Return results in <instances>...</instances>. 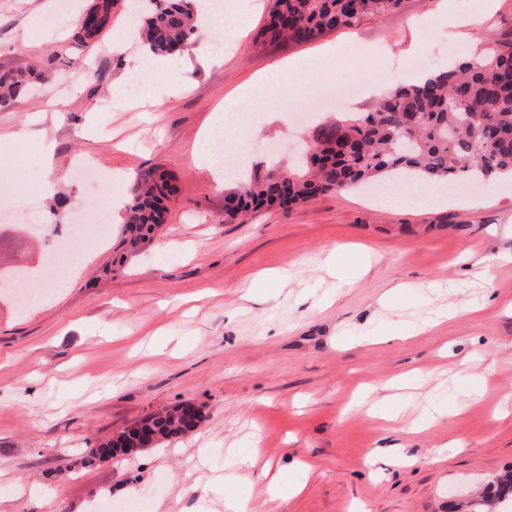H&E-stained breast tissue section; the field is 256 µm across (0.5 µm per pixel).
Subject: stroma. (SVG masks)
Segmentation results:
<instances>
[{
    "mask_svg": "<svg viewBox=\"0 0 512 512\" xmlns=\"http://www.w3.org/2000/svg\"><path fill=\"white\" fill-rule=\"evenodd\" d=\"M96 0H0V68L36 66L52 81L0 109V127L23 139L0 145V268L47 262L48 224L81 225L78 205L152 168L177 188L165 224L136 251L123 242L125 213L111 210L79 247L73 283L18 311L0 293V512H95L143 497L155 512H450L512 470V259L489 273L462 263L512 256V180L481 183L444 203L382 208L355 190L318 196L244 224L224 221L223 188L193 163L226 96L270 64L358 45L392 86L472 56L487 34L512 29V0L465 38L449 16L478 14L482 0H402L394 16H366L302 44L260 42L270 0L230 53L205 48L196 32L154 75L159 113L119 97L116 84L145 50H112L103 31L83 46L78 16ZM285 112L278 99L246 107L255 167L287 166L316 123L337 109L309 102ZM53 143L51 159L43 146ZM95 159L108 179L70 173ZM52 183L39 220L27 215L26 185ZM67 201L49 212L51 196ZM376 260L362 266V248ZM490 380L480 390L477 374ZM463 412H455L458 402ZM182 402L205 410L195 431L83 467L91 448ZM460 442L457 450L449 442ZM394 445L411 464L370 452ZM261 449L283 473L267 501ZM28 479L18 494L14 480Z\"/></svg>",
    "mask_w": 512,
    "mask_h": 512,
    "instance_id": "1",
    "label": "stroma"
}]
</instances>
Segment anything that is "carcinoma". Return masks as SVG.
I'll return each instance as SVG.
<instances>
[{"instance_id":"obj_1","label":"carcinoma","mask_w":512,"mask_h":512,"mask_svg":"<svg viewBox=\"0 0 512 512\" xmlns=\"http://www.w3.org/2000/svg\"><path fill=\"white\" fill-rule=\"evenodd\" d=\"M139 38L152 55L180 52L197 32L193 0H147ZM402 0H272L261 41L296 44L365 16L401 10ZM46 79L36 67L26 72L0 70V108L11 107L31 86ZM512 174V31L497 33L482 51L440 69L425 80L400 86L377 108L355 118L317 126L308 152L292 168L253 170L224 196V223H243L264 206L286 209L315 195L393 178L421 184L452 182L463 174L486 178ZM175 192L165 171H148L130 188L127 231L131 243L148 238L165 222L167 201ZM177 417V408L152 415L135 426L154 428L153 447L199 427ZM113 440L92 449L84 464L112 457ZM512 506V471L490 482L467 512Z\"/></svg>"}]
</instances>
